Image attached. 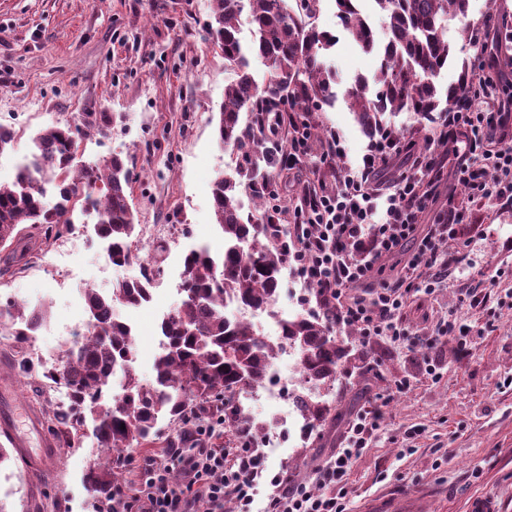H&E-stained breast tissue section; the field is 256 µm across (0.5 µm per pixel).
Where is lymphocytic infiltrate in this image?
<instances>
[{"label": "lymphocytic infiltrate", "instance_id": "f902f5d3", "mask_svg": "<svg viewBox=\"0 0 512 512\" xmlns=\"http://www.w3.org/2000/svg\"><path fill=\"white\" fill-rule=\"evenodd\" d=\"M492 86L476 78L451 111L431 118L419 172L400 174L386 195H379L372 182L404 144L385 130L369 142L361 166L345 170L340 187L313 192L291 212L293 232L283 245L289 266L318 304L333 308L337 325L354 327L364 341L427 345V338L405 323L404 309L415 294H433L442 270L462 260L449 248L468 215L456 195H449L429 229L419 226L420 214L436 196L440 145L454 156V177L469 198L512 203V111H483ZM410 240L414 251L401 254ZM386 266L390 278L376 281V272ZM381 419L376 406L356 414L334 459L319 468L314 491L290 484L284 471L266 476L261 449L213 447L212 439L224 432L223 416H215L197 427L195 447L168 449L164 458L143 466L132 491H117L119 507L121 512H198L203 506L224 512L230 502L236 512H252L264 477L271 492L263 512H346L336 487L352 460L368 448Z\"/></svg>", "mask_w": 512, "mask_h": 512}]
</instances>
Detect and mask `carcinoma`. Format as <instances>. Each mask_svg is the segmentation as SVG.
I'll list each match as a JSON object with an SVG mask.
<instances>
[{
	"label": "carcinoma",
	"instance_id": "cac0c4a2",
	"mask_svg": "<svg viewBox=\"0 0 512 512\" xmlns=\"http://www.w3.org/2000/svg\"><path fill=\"white\" fill-rule=\"evenodd\" d=\"M320 2L213 0L210 34L224 55L225 67L234 74L224 86L215 134L219 143L243 159L233 173L218 178L212 190L214 221L224 246L217 251L202 245L185 253L183 298L161 323L168 342L155 357L154 380L143 383L133 370H124L122 396L110 405L103 403V389L112 379V368L135 360L133 336L114 318L113 307L141 305L152 278L143 273L122 280L109 294L87 291L88 334L67 347L63 365L73 390L72 408L59 413L51 407L46 416L57 440L69 448L79 445L87 420H92L98 447L112 454L88 474L100 512H114L112 495L122 479L121 452L158 439L160 419L179 425L165 440L167 448L192 445L190 421L204 422L221 411L224 425L237 438L245 432L254 439L263 429L236 401L272 380L280 345L263 340L251 324L226 317L224 301L264 310L274 304L287 263L279 236L288 229L260 223L266 206L259 196L255 215L242 216L240 187L261 171L266 158L242 126L241 113L278 104L292 122L298 114L322 112L340 98L371 138L386 126L388 115L441 111L440 105H451L476 76L472 62H462L457 82L441 99L437 80L454 56L448 22L467 17L469 0H369L380 15L379 29L363 13L364 0H338L336 16L342 28L363 52L381 58L373 80L358 76L342 88L323 61L324 51L336 39L312 22ZM243 15L251 34L248 42L242 37ZM252 57L266 68L261 85L250 70ZM110 122L105 112L89 113L76 130L68 123L58 124L33 137L32 150L13 181L0 183V241L22 245L6 254L4 267L17 264L30 250L32 235L23 242L22 225L47 242L54 228L71 227L76 207L87 205L95 209L97 238L108 245L112 264L135 262V175L117 153L95 169L77 162V133L101 132ZM45 318L42 309L27 313L12 302L0 304V325H9L19 340L33 335ZM334 326L330 312L283 323V339L299 354L303 391L296 402L317 436L331 407L311 399L306 391L331 386L351 359L349 343L334 335Z\"/></svg>",
	"mask_w": 512,
	"mask_h": 512
}]
</instances>
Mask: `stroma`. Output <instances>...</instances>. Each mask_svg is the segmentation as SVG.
<instances>
[{
  "label": "stroma",
  "instance_id": "obj_1",
  "mask_svg": "<svg viewBox=\"0 0 512 512\" xmlns=\"http://www.w3.org/2000/svg\"><path fill=\"white\" fill-rule=\"evenodd\" d=\"M211 12L212 0H0V126L15 135L10 159L24 157L46 127L77 125L85 113L107 112L110 128L82 136L78 158L94 166L118 153L137 176L133 207L142 229L133 248L140 263L159 258L160 270L152 302L122 313L134 323L135 373L145 383L153 379L161 320L181 301L176 285L184 252L222 244L212 185L242 161L214 134L228 72L210 38ZM501 17L512 23V0H469L466 21L449 22L457 61L442 71L440 87L454 83L459 61L472 56L463 23L475 28ZM316 23L336 38L326 60L342 83L375 74L379 56L361 51L343 31L334 0H322ZM311 120L325 133L339 134L346 162L360 164L369 139L343 102ZM264 176L277 204L291 210L300 206L307 182L320 180L329 190L339 185L335 165L306 153L289 170L265 165ZM468 211L458 238L465 263L450 270L434 294L414 299L404 317L425 336H433L443 319L456 318L471 328V355L459 360L450 339L423 348L372 340L325 392L342 418L326 423L320 438L296 436L266 449L269 469H288L294 482L314 486L317 467L335 454L356 412L380 404L385 422L341 484L346 512H358L372 495L427 489L433 495L426 512H467L478 496L494 498L499 512H512V307L499 302L512 280L485 281L489 298L482 307L460 301L473 284V270L512 265V250L505 247L512 241V205L482 199L469 203ZM138 273V266L108 268L93 230L79 238L67 232L0 276V302L46 309L35 347L55 359L67 343L60 328L88 319L81 292L107 294ZM22 353L21 344L0 335V386L38 409L42 398L14 366ZM431 365L442 372L440 382L427 375ZM401 380L410 383L402 393L396 390ZM0 448L8 454L0 462V512H35L43 502L53 503L54 512H95L96 495L85 483L99 454L93 432L79 447H59L48 480L5 438Z\"/></svg>",
  "mask_w": 512,
  "mask_h": 512
}]
</instances>
